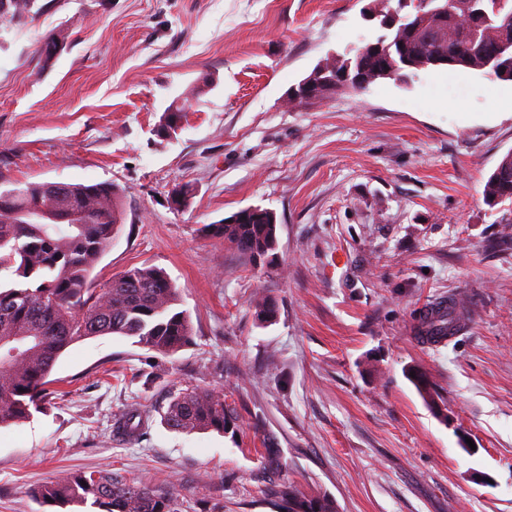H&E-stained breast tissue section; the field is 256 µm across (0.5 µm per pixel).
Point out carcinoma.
Segmentation results:
<instances>
[{
    "mask_svg": "<svg viewBox=\"0 0 512 512\" xmlns=\"http://www.w3.org/2000/svg\"><path fill=\"white\" fill-rule=\"evenodd\" d=\"M408 8L407 26L384 30L373 49L354 57L326 58L313 70L314 96L302 103L322 101L337 94L321 86L335 73L349 72L347 90L355 91L362 73L380 79L378 71L398 77L407 71L444 66L485 70L504 80L500 71L512 69V0H397ZM37 0H0V22L29 17ZM448 8V22L440 9ZM65 44V36L44 37L38 52L48 63L52 48ZM485 185L493 201L512 200V153L498 164ZM74 222L52 223L44 218L53 205L44 182H13L0 177V195L10 206L0 212V275L9 277L0 289V427L29 420L48 395L49 376L60 355L70 346L104 335L137 338L150 351L172 355L191 343L189 314L176 309L179 291L166 272L153 265L134 268L100 288L92 287L91 274L105 248L122 224V190L107 182L66 185ZM250 261L261 249L277 246V218L261 208L244 220L208 224ZM257 319L276 321L273 298L257 293L253 300ZM462 329L452 302L441 300L419 313L418 337L441 344ZM162 423L182 433H223L236 420L224 395L194 386L168 397ZM150 416L128 410L115 419V427L129 437L141 432ZM270 493L291 504L289 512H336L325 496H305L292 485H276ZM45 506L91 504L98 512H180L171 489L156 487L146 478L126 479L110 470H77L42 485L36 493Z\"/></svg>",
    "mask_w": 512,
    "mask_h": 512,
    "instance_id": "1",
    "label": "carcinoma"
}]
</instances>
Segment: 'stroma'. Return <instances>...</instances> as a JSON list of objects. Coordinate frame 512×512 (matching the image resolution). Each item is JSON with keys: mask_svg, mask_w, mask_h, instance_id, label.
Wrapping results in <instances>:
<instances>
[{"mask_svg": "<svg viewBox=\"0 0 512 512\" xmlns=\"http://www.w3.org/2000/svg\"><path fill=\"white\" fill-rule=\"evenodd\" d=\"M39 4L0 23V175L121 187L96 282L163 268L193 336L170 356L118 335L68 348L41 411L0 428V512H49L34 489L90 467L175 485L180 512H286L263 492L268 438L278 481L336 512H512V203L484 195L512 151V82L428 68L292 106L321 60L380 34L373 0ZM247 207L277 216L268 260L205 230ZM442 299L464 329L418 343ZM187 385L223 394L235 427L162 425ZM128 408L150 417L134 438L112 429Z\"/></svg>", "mask_w": 512, "mask_h": 512, "instance_id": "stroma-1", "label": "stroma"}]
</instances>
